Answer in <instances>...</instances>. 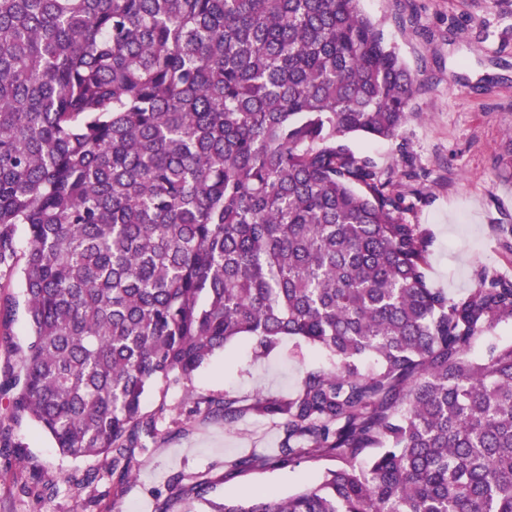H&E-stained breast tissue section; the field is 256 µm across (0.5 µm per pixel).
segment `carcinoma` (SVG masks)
<instances>
[{
	"mask_svg": "<svg viewBox=\"0 0 512 512\" xmlns=\"http://www.w3.org/2000/svg\"><path fill=\"white\" fill-rule=\"evenodd\" d=\"M360 0H0V270L29 342L0 393L75 462L157 435L143 411L231 340L293 337L330 368L285 398L205 400L274 420L278 452L331 457L280 497L208 512H512V281L450 298L403 196L349 139H391L414 79ZM28 246L18 255L16 231ZM512 343V321L501 322L491 332L480 335L473 343L468 356L470 358L483 357L489 347L496 345L499 347Z\"/></svg>",
	"mask_w": 512,
	"mask_h": 512,
	"instance_id": "obj_1",
	"label": "carcinoma"
}]
</instances>
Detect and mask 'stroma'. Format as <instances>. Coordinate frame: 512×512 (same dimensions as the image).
<instances>
[{"mask_svg": "<svg viewBox=\"0 0 512 512\" xmlns=\"http://www.w3.org/2000/svg\"><path fill=\"white\" fill-rule=\"evenodd\" d=\"M416 78L412 117L393 140L351 139V149L392 175L428 247L430 287L457 296L488 271L512 281V0H361ZM23 312L0 310V369L18 363L28 340ZM313 346L282 338L262 354L253 340L230 342L185 386L155 384L144 408L159 417L154 443L135 449L133 479L117 485L109 458L73 462L29 419L13 424L21 455L0 449V512H197L168 497L171 476L208 475L215 501L258 491L288 496L318 482L336 462L269 467L238 475L226 460L257 450L275 455V423L248 418L233 430L194 410L198 399L294 394L304 371L324 365ZM94 481H86V473Z\"/></svg>", "mask_w": 512, "mask_h": 512, "instance_id": "obj_1", "label": "stroma"}]
</instances>
